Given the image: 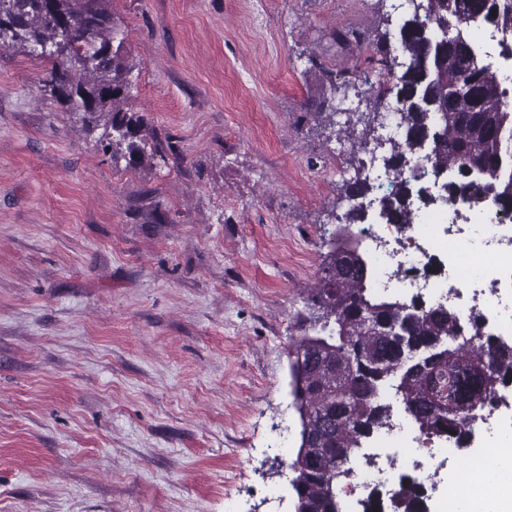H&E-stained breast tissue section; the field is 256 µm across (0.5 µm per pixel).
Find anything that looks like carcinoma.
I'll use <instances>...</instances> for the list:
<instances>
[{"label": "carcinoma", "mask_w": 512, "mask_h": 512, "mask_svg": "<svg viewBox=\"0 0 512 512\" xmlns=\"http://www.w3.org/2000/svg\"><path fill=\"white\" fill-rule=\"evenodd\" d=\"M110 0H0V49L38 55L34 48L62 39L68 23L76 56L58 60L44 85L86 127L110 116L112 156L125 147L139 163L144 118L124 108L132 67L120 54L123 41ZM380 45L398 37V53L382 59L378 90L364 95L365 110L349 113L338 137L353 152L378 148L374 137L383 117L380 101L395 94L399 132L384 155L394 181L381 198L380 215L409 224L418 190L404 176L410 159L432 163L434 175L456 181L470 204L512 211V108L509 88L485 62L480 41L487 32L512 34V0H424L420 14L387 16ZM118 46H113V42ZM362 130H357V126ZM376 186L367 176L344 185L350 207L337 217L342 233L325 256L311 301L317 310L312 333L294 344L289 386L300 422L293 449L294 512H343L334 486L349 476L348 454L390 428L395 411L412 418L429 438L463 449L469 424L501 402L512 386V340L485 331L481 318L467 323L446 308L420 299L405 302L374 287L376 263L353 238L351 226L367 219L360 200ZM314 365L299 367L300 357ZM422 488L407 477L393 512H421Z\"/></svg>", "instance_id": "carcinoma-1"}]
</instances>
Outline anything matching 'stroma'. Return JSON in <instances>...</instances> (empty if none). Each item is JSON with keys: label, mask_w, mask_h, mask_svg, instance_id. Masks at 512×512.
Here are the masks:
<instances>
[{"label": "stroma", "mask_w": 512, "mask_h": 512, "mask_svg": "<svg viewBox=\"0 0 512 512\" xmlns=\"http://www.w3.org/2000/svg\"><path fill=\"white\" fill-rule=\"evenodd\" d=\"M132 167L0 49V512H292L289 351L347 208L318 113L378 0H111Z\"/></svg>", "instance_id": "1"}]
</instances>
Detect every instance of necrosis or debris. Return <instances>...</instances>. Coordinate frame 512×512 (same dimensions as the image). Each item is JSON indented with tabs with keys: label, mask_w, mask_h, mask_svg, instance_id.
Here are the masks:
<instances>
[{
	"label": "necrosis or debris",
	"mask_w": 512,
	"mask_h": 512,
	"mask_svg": "<svg viewBox=\"0 0 512 512\" xmlns=\"http://www.w3.org/2000/svg\"><path fill=\"white\" fill-rule=\"evenodd\" d=\"M466 223H458L459 214ZM363 241L380 270L384 292L403 298L416 296L454 311L480 314L489 332L512 334V212L494 207L473 212L466 196L446 207L416 208L413 223L370 224ZM421 458L435 470L456 473L458 451L452 442H439L417 433L408 417H400L393 430L376 441L372 463L358 452L346 462L347 483L337 493L345 512H363L365 506L392 502L402 477L398 461Z\"/></svg>",
	"instance_id": "4bbe7bcc"
}]
</instances>
